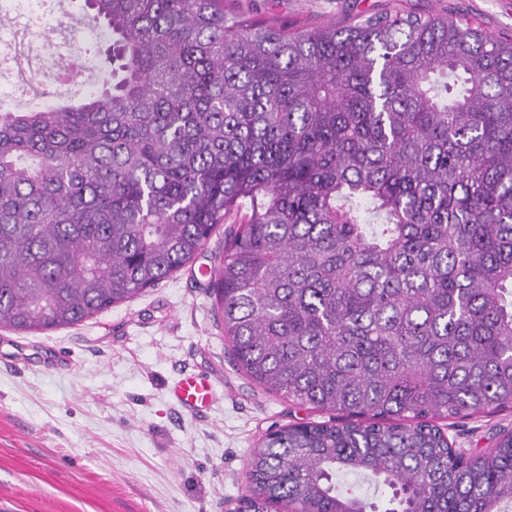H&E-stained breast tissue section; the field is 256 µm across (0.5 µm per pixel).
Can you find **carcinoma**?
Returning a JSON list of instances; mask_svg holds the SVG:
<instances>
[{"mask_svg":"<svg viewBox=\"0 0 512 512\" xmlns=\"http://www.w3.org/2000/svg\"><path fill=\"white\" fill-rule=\"evenodd\" d=\"M101 92L0 112V328L68 327L189 263L235 364L345 419L252 455L246 512H512V36L401 10L290 28L227 0H85ZM437 422L448 434L454 448L474 454L485 448H492L497 434L503 430H512V408L506 407L492 414H477L456 420L442 419Z\"/></svg>","mask_w":512,"mask_h":512,"instance_id":"cac0c4a2","label":"carcinoma"}]
</instances>
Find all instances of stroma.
Here are the masks:
<instances>
[{
  "label": "stroma",
  "instance_id": "stroma-1",
  "mask_svg": "<svg viewBox=\"0 0 512 512\" xmlns=\"http://www.w3.org/2000/svg\"><path fill=\"white\" fill-rule=\"evenodd\" d=\"M246 15L315 28L396 7L512 33V0H237ZM235 227L218 225L185 267L130 301L42 333L0 328V512H233L270 431L326 422L265 392L229 358L207 270ZM212 376L215 403L188 412L168 394ZM475 453L512 430V408L441 420Z\"/></svg>",
  "mask_w": 512,
  "mask_h": 512
}]
</instances>
